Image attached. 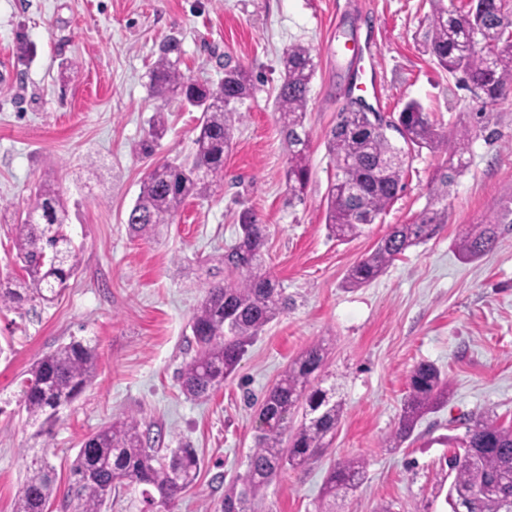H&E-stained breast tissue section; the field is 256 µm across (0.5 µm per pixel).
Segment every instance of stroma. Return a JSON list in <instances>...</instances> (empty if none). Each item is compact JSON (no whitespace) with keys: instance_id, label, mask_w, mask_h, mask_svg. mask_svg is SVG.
Instances as JSON below:
<instances>
[{"instance_id":"stroma-1","label":"stroma","mask_w":512,"mask_h":512,"mask_svg":"<svg viewBox=\"0 0 512 512\" xmlns=\"http://www.w3.org/2000/svg\"><path fill=\"white\" fill-rule=\"evenodd\" d=\"M430 0H0V280L22 278L14 229L33 187L54 181L70 214L81 265L52 304L0 311V512H13L30 454L52 442L59 493L85 437L132 415L162 447L195 448L193 488L174 512H203L246 469L258 405L287 364L315 344L345 402L319 460L285 470L267 489L271 512H318L331 466L367 462L363 483L336 512H450L448 460L467 419L512 425V225L497 247L463 261L456 240L512 196V94L483 104L424 50ZM181 41L182 72L215 84L224 60L252 71L260 89L242 106L224 183L188 200L153 235H132L126 215L157 162L191 159L198 110L161 103L148 89L159 44ZM371 43L361 64L350 47ZM301 43L319 66L305 127L311 178L304 203H287V150L273 100L280 58ZM376 81L373 111L392 118L414 100L445 134L472 132L469 166L448 188V222L409 248L369 285L347 271L395 224L430 200L446 157L413 153L405 189L376 223L348 241L329 236L325 196L335 167L326 139L355 100L354 81ZM168 132L152 157L140 145L154 112ZM254 209L268 226L265 261L294 304L249 347L236 373L201 399L183 395L179 373L195 354L190 329L207 284L225 273L215 255L234 242V216ZM97 345V376L47 425L32 422L20 391L32 364L70 337ZM422 362L448 378V400L425 415L401 448L386 447L408 377Z\"/></svg>"}]
</instances>
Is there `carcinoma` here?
Wrapping results in <instances>:
<instances>
[{
	"label": "carcinoma",
	"instance_id": "cac0c4a2",
	"mask_svg": "<svg viewBox=\"0 0 512 512\" xmlns=\"http://www.w3.org/2000/svg\"><path fill=\"white\" fill-rule=\"evenodd\" d=\"M477 15L466 20L471 3L432 0L426 32V52L436 65L451 74L464 90H477L495 103L512 86V45L499 23L506 3L478 0ZM493 48L473 49V39ZM180 41L175 36L159 46L150 71V92L164 100L178 99L202 113L195 150L187 163L167 162L153 167L142 180L140 192L127 214L126 224L138 236H150L167 224L189 199L206 198L224 182V158L231 150L236 125L242 120L238 106L255 97L257 85L243 66L224 57V78L215 85L187 78L179 68ZM283 77L274 107L288 148L285 173L290 199L301 201L310 181L309 135L305 129L310 85L317 71L311 49L296 43L280 60ZM398 133L399 147L387 131ZM166 133L165 115L149 120L143 153ZM471 132L453 136L439 132L429 113L414 100L404 104L397 119L385 121L377 112L342 109L327 135L331 160L343 159L327 194L326 225L340 240L354 238L373 224L403 189L405 165L388 160L424 148L450 152L449 164L438 176L444 191L436 195L439 207H429L410 224H396L375 248L352 266L344 280L348 288H361L382 275L407 249L432 239L448 221V192L454 176L468 166ZM26 213L39 217L27 223L19 216L14 227V248L26 277L11 286L0 285V308L18 309L27 302L51 303L81 263V252L67 235L68 211L59 186L44 181L31 191ZM238 236L217 257L224 279L207 286L191 319L195 355L180 372L183 393L201 398L220 387L237 369L248 347L264 328L288 310L290 299L273 278L264 259L267 225L248 208L236 215ZM512 224V197L502 202L493 218L462 234L457 247L463 258L478 259L493 250L500 227ZM98 354L85 339L73 338L44 354L29 369L21 402L33 421H50L58 409L70 404L93 382ZM323 348L303 350L266 393L259 411V432L246 472L224 490L218 512H269L266 489L284 469L311 464L329 448L344 412L336 385H325ZM448 400V381L432 363L411 372L408 394L396 431L386 447L398 448L419 420ZM302 412L298 427L291 426ZM463 452L451 459L455 477L446 501H462L465 512H512V428L492 416H481L467 427ZM200 461L194 450L157 448L141 431L134 416L116 419L86 437L72 463V482L65 502L72 512H102L112 492L145 486L142 494L157 512H173L181 494L196 482ZM367 463L361 457L338 461L324 482L323 504L355 490L364 480ZM57 487L46 455L35 456L26 468L13 512H48Z\"/></svg>",
	"mask_w": 512,
	"mask_h": 512
}]
</instances>
